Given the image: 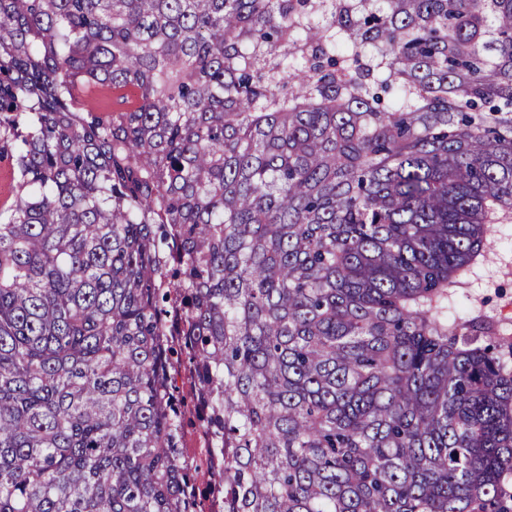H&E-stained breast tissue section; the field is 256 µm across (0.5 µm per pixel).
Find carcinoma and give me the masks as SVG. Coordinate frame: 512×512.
Here are the masks:
<instances>
[{
  "label": "carcinoma",
  "instance_id": "cac0c4a2",
  "mask_svg": "<svg viewBox=\"0 0 512 512\" xmlns=\"http://www.w3.org/2000/svg\"><path fill=\"white\" fill-rule=\"evenodd\" d=\"M2 155L0 512H512V0H0ZM496 224L492 246L468 273L466 297L460 304L484 305L489 315L512 317V218ZM181 448L184 463L191 471L207 470L215 461V449L201 425L183 436Z\"/></svg>",
  "mask_w": 512,
  "mask_h": 512
}]
</instances>
